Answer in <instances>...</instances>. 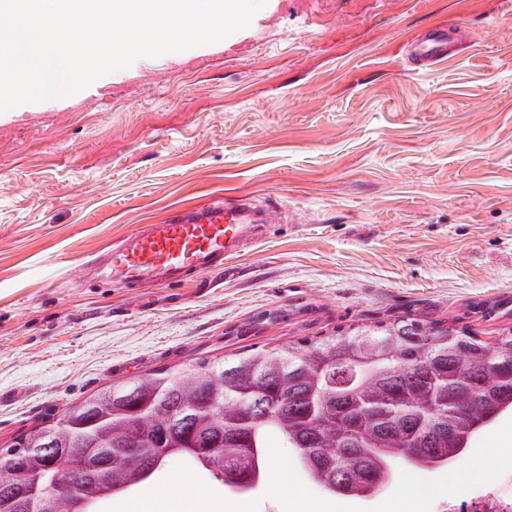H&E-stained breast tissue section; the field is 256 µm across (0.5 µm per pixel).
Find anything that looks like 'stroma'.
Returning <instances> with one entry per match:
<instances>
[{
	"instance_id": "35a3bbf8",
	"label": "stroma",
	"mask_w": 512,
	"mask_h": 512,
	"mask_svg": "<svg viewBox=\"0 0 512 512\" xmlns=\"http://www.w3.org/2000/svg\"><path fill=\"white\" fill-rule=\"evenodd\" d=\"M448 19L459 51L416 60ZM218 197L271 216L223 270L136 297L82 277ZM409 315L512 327V0H266L224 40L0 114V448L153 369ZM469 452L475 476L401 466L346 512L512 496V413ZM268 454L248 494L174 456L97 512H335L296 449L274 436Z\"/></svg>"
}]
</instances>
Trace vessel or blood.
I'll use <instances>...</instances> for the list:
<instances>
[{
  "instance_id": "obj_1",
  "label": "vessel or blood",
  "mask_w": 512,
  "mask_h": 512,
  "mask_svg": "<svg viewBox=\"0 0 512 512\" xmlns=\"http://www.w3.org/2000/svg\"><path fill=\"white\" fill-rule=\"evenodd\" d=\"M414 52L423 59L447 57L445 29H432ZM266 222V215L244 200H215L179 212L111 244L104 257L105 278L139 288L205 276L236 258L245 240L258 239Z\"/></svg>"
}]
</instances>
